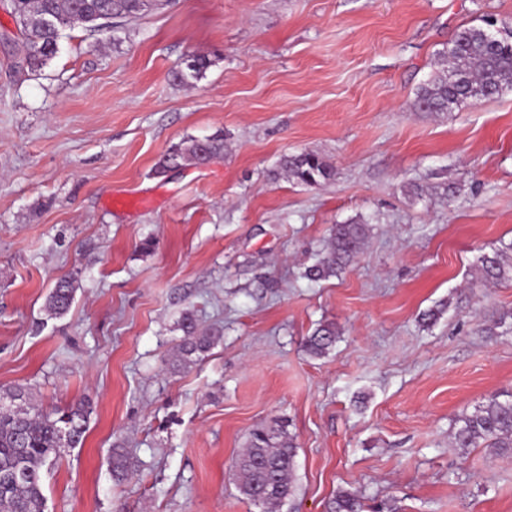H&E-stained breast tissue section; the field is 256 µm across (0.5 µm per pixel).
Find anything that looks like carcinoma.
I'll return each instance as SVG.
<instances>
[{
  "instance_id": "carcinoma-1",
  "label": "carcinoma",
  "mask_w": 512,
  "mask_h": 512,
  "mask_svg": "<svg viewBox=\"0 0 512 512\" xmlns=\"http://www.w3.org/2000/svg\"><path fill=\"white\" fill-rule=\"evenodd\" d=\"M156 0H9L10 14L23 36L24 60L37 70L58 52L62 32L77 24L89 30L105 27L114 19L145 16ZM211 61L190 54L173 71L182 85L203 76ZM512 88V30L492 37L483 25L459 30L448 49L439 53V67L418 90L413 107L418 112L439 113L466 102L494 97ZM224 153V139L214 136L201 142L184 139L171 146L155 167L162 175L172 165H205ZM279 167L291 180L306 186L330 181L334 168L323 157L311 153L285 154ZM370 228L366 223L336 224L325 253L308 266L310 281L336 276L362 251ZM477 281L487 288L512 282V242L503 243L478 257ZM76 291L75 279H59L47 298L54 315L68 312ZM181 328L183 339L175 361L187 367L203 358L221 337L198 329L187 314ZM339 330L333 322L320 324L306 337L307 353L327 355L335 346ZM87 410L83 405L47 410L22 386L0 392V512H45L43 467L64 448L82 444ZM452 444L456 448H492L512 456V393L495 394L487 404L458 419ZM294 436L284 421L257 427L249 434L246 448L236 461L237 489L245 500L273 512L294 494ZM331 512H362L360 498L347 490L336 493Z\"/></svg>"
}]
</instances>
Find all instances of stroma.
<instances>
[{"label": "stroma", "instance_id": "obj_1", "mask_svg": "<svg viewBox=\"0 0 512 512\" xmlns=\"http://www.w3.org/2000/svg\"><path fill=\"white\" fill-rule=\"evenodd\" d=\"M486 19L512 28V0H169L65 30L33 72L0 0V390L89 403L45 512H261L234 460L281 417L297 445L281 512H328L341 489L364 512H512V457L451 445L458 417L512 392V330L485 321L512 313V283H471L512 241V91L412 107L455 32ZM191 53L211 65L177 84ZM217 134L223 157L155 174L171 145ZM303 151L334 180L276 175ZM355 222L356 261L304 278ZM62 276L75 297L53 316ZM188 313L222 340L176 369ZM326 321L336 346L310 357ZM75 278H60L52 288L47 298V309L53 315H63L68 312L76 291ZM339 330L334 322L320 324L304 342L307 353L315 358L327 355L335 346Z\"/></svg>", "mask_w": 512, "mask_h": 512}]
</instances>
